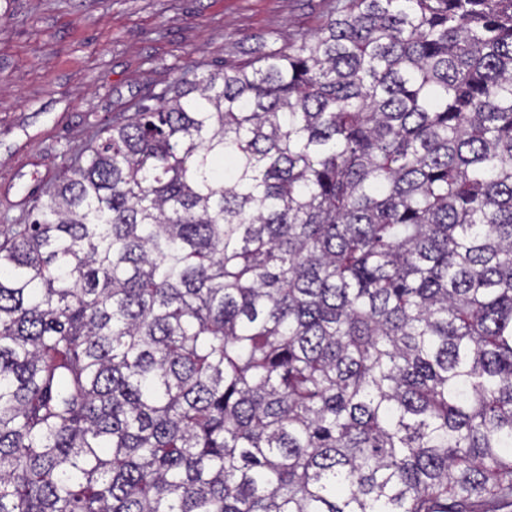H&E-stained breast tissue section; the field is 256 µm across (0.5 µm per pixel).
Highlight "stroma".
<instances>
[{"label": "stroma", "instance_id": "35a3bbf8", "mask_svg": "<svg viewBox=\"0 0 512 512\" xmlns=\"http://www.w3.org/2000/svg\"><path fill=\"white\" fill-rule=\"evenodd\" d=\"M328 0H0V225L27 223L67 158L188 69L273 51Z\"/></svg>", "mask_w": 512, "mask_h": 512}]
</instances>
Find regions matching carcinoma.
<instances>
[{
    "instance_id": "1",
    "label": "carcinoma",
    "mask_w": 512,
    "mask_h": 512,
    "mask_svg": "<svg viewBox=\"0 0 512 512\" xmlns=\"http://www.w3.org/2000/svg\"><path fill=\"white\" fill-rule=\"evenodd\" d=\"M0 225V512H512V0H336Z\"/></svg>"
}]
</instances>
